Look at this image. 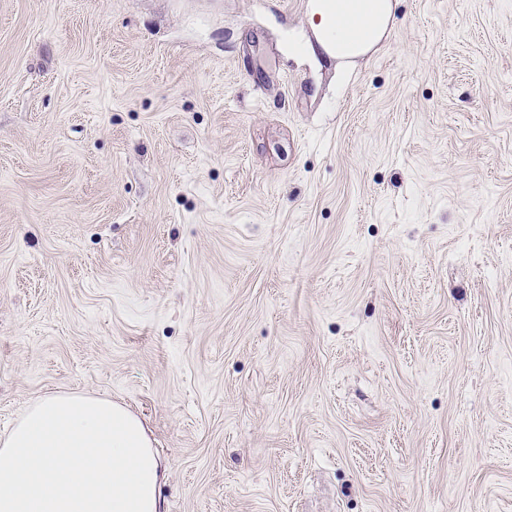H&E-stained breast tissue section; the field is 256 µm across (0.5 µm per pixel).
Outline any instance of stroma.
I'll return each instance as SVG.
<instances>
[{
    "instance_id": "35a3bbf8",
    "label": "stroma",
    "mask_w": 512,
    "mask_h": 512,
    "mask_svg": "<svg viewBox=\"0 0 512 512\" xmlns=\"http://www.w3.org/2000/svg\"><path fill=\"white\" fill-rule=\"evenodd\" d=\"M0 0V432L104 395L161 512H512V0ZM318 44L338 66L370 50L383 36L391 0H311Z\"/></svg>"
}]
</instances>
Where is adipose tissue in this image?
Instances as JSON below:
<instances>
[{"instance_id": "adipose-tissue-1", "label": "adipose tissue", "mask_w": 512, "mask_h": 512, "mask_svg": "<svg viewBox=\"0 0 512 512\" xmlns=\"http://www.w3.org/2000/svg\"><path fill=\"white\" fill-rule=\"evenodd\" d=\"M318 44L339 65L383 36L391 0H312ZM168 470L142 421L86 394L51 393L0 434V512H159Z\"/></svg>"}]
</instances>
